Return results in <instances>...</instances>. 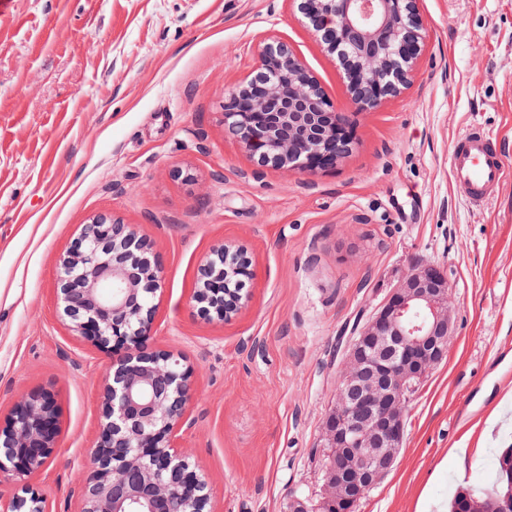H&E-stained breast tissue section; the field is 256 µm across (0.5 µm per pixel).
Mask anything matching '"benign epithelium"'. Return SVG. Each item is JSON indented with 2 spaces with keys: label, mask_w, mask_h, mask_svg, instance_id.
Wrapping results in <instances>:
<instances>
[{
  "label": "benign epithelium",
  "mask_w": 512,
  "mask_h": 512,
  "mask_svg": "<svg viewBox=\"0 0 512 512\" xmlns=\"http://www.w3.org/2000/svg\"><path fill=\"white\" fill-rule=\"evenodd\" d=\"M326 51L337 57L350 104L367 112L404 87L424 46L417 0H294ZM224 131L262 166L294 173L330 168L352 146L343 112L327 99L288 44L265 41L245 83L224 104ZM227 245L200 265L192 302L227 320L244 296L227 288L250 271L224 268ZM163 268L150 241L107 214L81 225L59 263L56 298L76 335L110 355L90 472L78 487L80 512H170L173 486L192 489L182 512H209L203 468L180 446L195 424L188 413L190 370L172 350L144 347ZM448 279L420 261L393 288L348 345L336 403L323 422L331 460L319 512H356L362 498L396 464L408 397L445 358L453 330ZM53 394L19 397L0 424V477L28 476L48 461L59 437ZM0 512H44V497L22 486Z\"/></svg>",
  "instance_id": "obj_1"
}]
</instances>
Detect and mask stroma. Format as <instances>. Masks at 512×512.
I'll use <instances>...</instances> for the list:
<instances>
[{
	"instance_id": "stroma-1",
	"label": "stroma",
	"mask_w": 512,
	"mask_h": 512,
	"mask_svg": "<svg viewBox=\"0 0 512 512\" xmlns=\"http://www.w3.org/2000/svg\"><path fill=\"white\" fill-rule=\"evenodd\" d=\"M411 83L352 111L343 70L291 0H0V421L47 389L61 433L27 478L49 512H79L110 358L63 323L59 258L101 212L151 240L164 276L149 348L191 369L181 444L213 512H316L336 402L338 337L421 260L451 289L443 362L411 394L397 463L357 512H417L487 485L512 448V179L480 207L450 176L470 126L500 137L512 170V0H420ZM271 37L298 53L353 130L312 174L257 165L226 135L224 102ZM253 271L232 321L190 297L217 245Z\"/></svg>"
}]
</instances>
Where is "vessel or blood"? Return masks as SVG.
I'll use <instances>...</instances> for the list:
<instances>
[{
    "instance_id": "obj_1",
    "label": "vessel or blood",
    "mask_w": 512,
    "mask_h": 512,
    "mask_svg": "<svg viewBox=\"0 0 512 512\" xmlns=\"http://www.w3.org/2000/svg\"><path fill=\"white\" fill-rule=\"evenodd\" d=\"M450 175L468 201L482 203L511 173L493 137L476 127L454 142Z\"/></svg>"
}]
</instances>
